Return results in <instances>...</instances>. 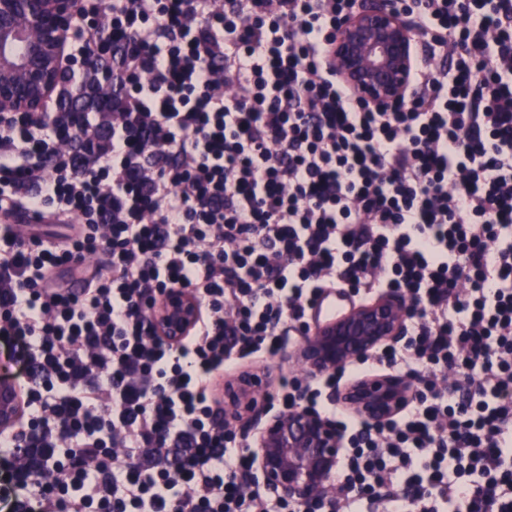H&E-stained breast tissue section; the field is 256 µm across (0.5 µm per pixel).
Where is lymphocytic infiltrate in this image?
<instances>
[{"label": "lymphocytic infiltrate", "mask_w": 512, "mask_h": 512, "mask_svg": "<svg viewBox=\"0 0 512 512\" xmlns=\"http://www.w3.org/2000/svg\"><path fill=\"white\" fill-rule=\"evenodd\" d=\"M357 2L80 0L47 111L0 112L11 512H512V0H392L420 53L383 106L330 71ZM173 288L199 311L176 343L150 318ZM338 288L419 302L356 367L424 389L366 429L290 380L351 447L339 497L280 500L244 486L217 379ZM17 366L10 360L5 348L0 349V377L14 378ZM22 415V398L16 384L9 378H0V429L12 427Z\"/></svg>", "instance_id": "f902f5d3"}]
</instances>
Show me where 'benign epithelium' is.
Listing matches in <instances>:
<instances>
[{
  "instance_id": "obj_1",
  "label": "benign epithelium",
  "mask_w": 512,
  "mask_h": 512,
  "mask_svg": "<svg viewBox=\"0 0 512 512\" xmlns=\"http://www.w3.org/2000/svg\"><path fill=\"white\" fill-rule=\"evenodd\" d=\"M79 0H0V110L43 112L57 94ZM417 34L411 22L387 3L364 0L331 38L332 73L360 100L382 106L411 89L417 63ZM198 315L180 289L167 292L153 309V322L174 341ZM410 304L387 293L366 305L342 307L313 322L282 362L317 379L362 360L384 345L403 343ZM258 375L243 372L224 382V421L251 434L250 479L277 497L303 503L333 492L345 453L336 421L303 401L276 410L254 396ZM417 379L394 372L338 382L328 397L365 427L395 419L419 394ZM22 415L16 384L0 378V429Z\"/></svg>"
}]
</instances>
